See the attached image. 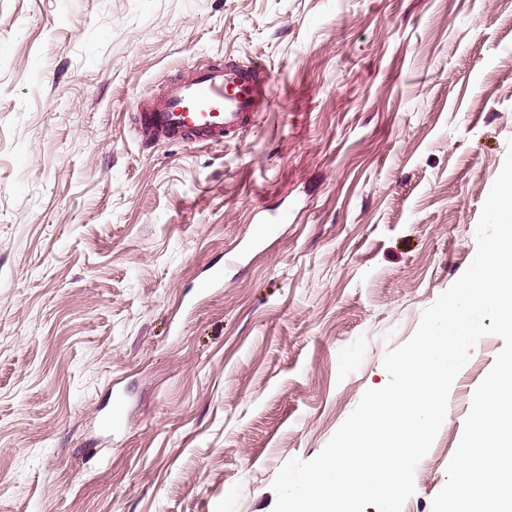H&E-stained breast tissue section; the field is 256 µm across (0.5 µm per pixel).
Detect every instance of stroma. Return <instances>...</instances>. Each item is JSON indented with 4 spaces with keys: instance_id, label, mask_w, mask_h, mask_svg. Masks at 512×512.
I'll return each mask as SVG.
<instances>
[{
    "instance_id": "obj_1",
    "label": "stroma",
    "mask_w": 512,
    "mask_h": 512,
    "mask_svg": "<svg viewBox=\"0 0 512 512\" xmlns=\"http://www.w3.org/2000/svg\"><path fill=\"white\" fill-rule=\"evenodd\" d=\"M229 56L272 80L255 125L142 145L138 99ZM511 147L512 0H0V512H273L471 264Z\"/></svg>"
}]
</instances>
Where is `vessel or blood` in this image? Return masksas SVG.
Returning <instances> with one entry per match:
<instances>
[{
  "label": "vessel or blood",
  "instance_id": "1",
  "mask_svg": "<svg viewBox=\"0 0 512 512\" xmlns=\"http://www.w3.org/2000/svg\"><path fill=\"white\" fill-rule=\"evenodd\" d=\"M272 84L260 63L202 65L171 78L163 91L141 98L133 129L147 145L217 143L253 126Z\"/></svg>",
  "mask_w": 512,
  "mask_h": 512
}]
</instances>
